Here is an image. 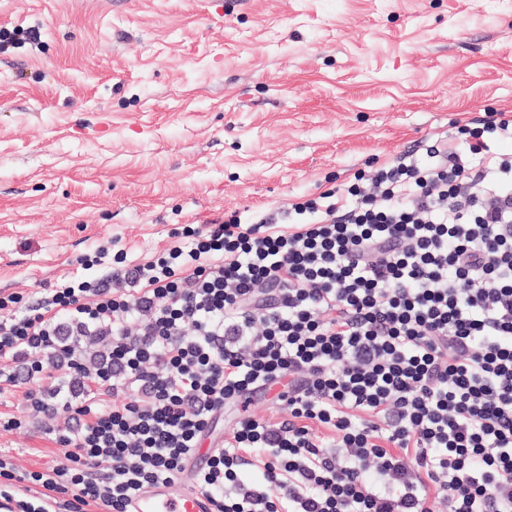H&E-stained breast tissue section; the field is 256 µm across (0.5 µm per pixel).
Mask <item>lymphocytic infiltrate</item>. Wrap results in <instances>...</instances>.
Instances as JSON below:
<instances>
[{
    "instance_id": "obj_1",
    "label": "lymphocytic infiltrate",
    "mask_w": 512,
    "mask_h": 512,
    "mask_svg": "<svg viewBox=\"0 0 512 512\" xmlns=\"http://www.w3.org/2000/svg\"><path fill=\"white\" fill-rule=\"evenodd\" d=\"M490 133L512 140V115L458 127L427 166H380L373 192L234 214L145 263L0 296V393L42 376L34 411L68 415L65 465L21 477L0 457V512H127L283 378L284 417L239 416L195 471L214 512H512V155ZM71 336L109 337L105 362Z\"/></svg>"
}]
</instances>
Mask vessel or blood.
<instances>
[{
	"mask_svg": "<svg viewBox=\"0 0 512 512\" xmlns=\"http://www.w3.org/2000/svg\"><path fill=\"white\" fill-rule=\"evenodd\" d=\"M129 512H213L212 498L193 486V476L157 484L148 492L133 498Z\"/></svg>",
	"mask_w": 512,
	"mask_h": 512,
	"instance_id": "obj_1",
	"label": "vessel or blood"
}]
</instances>
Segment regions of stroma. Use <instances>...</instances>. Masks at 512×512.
<instances>
[{"label": "stroma", "mask_w": 512, "mask_h": 512, "mask_svg": "<svg viewBox=\"0 0 512 512\" xmlns=\"http://www.w3.org/2000/svg\"><path fill=\"white\" fill-rule=\"evenodd\" d=\"M0 294L145 262L175 229L353 181L512 114V0H0ZM30 380L18 471L65 458Z\"/></svg>", "instance_id": "35a3bbf8"}]
</instances>
